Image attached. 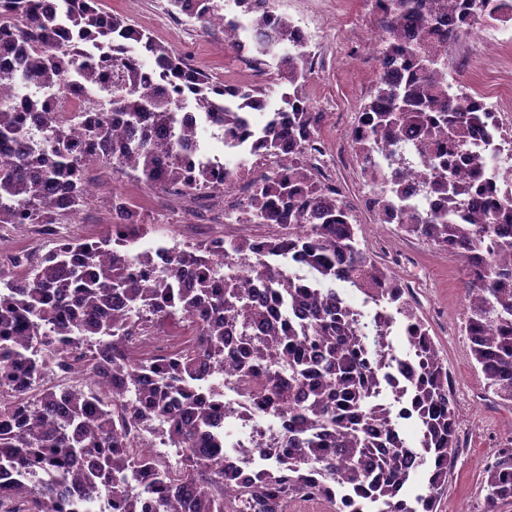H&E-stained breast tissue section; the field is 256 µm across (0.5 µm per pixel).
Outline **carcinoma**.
I'll list each match as a JSON object with an SVG mask.
<instances>
[{
    "mask_svg": "<svg viewBox=\"0 0 512 512\" xmlns=\"http://www.w3.org/2000/svg\"><path fill=\"white\" fill-rule=\"evenodd\" d=\"M170 13L203 29L255 31L248 46L257 69L278 59L262 88L228 84L191 67L186 55L156 40L99 0H58L69 26L43 0H0V45L22 49V69L0 71V224H35L55 247L31 260L12 258L0 269V499L25 512H86L98 496L112 512H287L295 500L330 512H435L448 487L461 444L448 365L417 316L409 287L360 247L351 205L319 178L312 163L322 113L305 94L313 79L311 52L294 42L295 22L272 0H234L222 13L217 0H168ZM389 60L372 85L358 132L361 171L379 200L400 216L399 228L448 253L465 275L464 329L487 389L512 405V196L471 203L484 191L490 160L466 150V138L488 122L479 103L453 108L460 87L438 81L440 60L428 36L451 19L449 44L489 18L512 21V0H387L376 13ZM108 48L101 57L94 52ZM76 77L107 88L100 110L56 121L44 99L15 101L13 86L57 89ZM223 130L238 154L221 170L196 153L201 128L182 123L185 102ZM413 130L419 140L406 143ZM288 154L247 195L256 224L280 228L260 239L209 238L192 245H160L165 268L138 248L148 234L136 205L112 193V224L103 235L61 237L56 224L77 215L88 199L95 165L131 169L144 182L174 195L213 201L249 155ZM410 157L428 163L424 190L441 206L414 214L400 182ZM463 160L470 181L453 171ZM60 189L68 207L54 198ZM300 252L314 279L291 272ZM348 287L403 316L413 362L385 357L384 330L393 317L378 313L379 333L368 336L358 312L340 294ZM195 324L194 350L163 361L134 357L133 339L160 324ZM89 353L87 382L60 390L31 386L62 360L64 347ZM234 361L237 383L249 389L251 411L272 416L279 429L252 448L224 447L221 417L224 365ZM406 380L402 407L373 404L380 386ZM112 381V393L94 389ZM417 422L415 445L400 437L403 420ZM158 438L184 452L182 475L168 477L155 456L128 450V432ZM266 461L248 473L240 456ZM429 463L427 491L411 498L410 477ZM482 512L512 508V446L484 469Z\"/></svg>",
    "mask_w": 512,
    "mask_h": 512,
    "instance_id": "cac0c4a2",
    "label": "carcinoma"
}]
</instances>
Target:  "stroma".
I'll return each instance as SVG.
<instances>
[{
    "label": "stroma",
    "instance_id": "1",
    "mask_svg": "<svg viewBox=\"0 0 512 512\" xmlns=\"http://www.w3.org/2000/svg\"><path fill=\"white\" fill-rule=\"evenodd\" d=\"M331 0H273L278 13L305 22L314 38L311 42L316 75L306 87V95L316 111L324 115L323 126L336 137L343 136L342 112L350 104H363L368 99L378 69L376 58L355 61L353 68H341L336 60L339 42L337 29L346 25L350 38L365 41L375 31L376 18L366 0H346L344 15L330 7ZM112 12L127 16L133 24L150 31L158 40L189 57L197 68L209 71L223 81L262 82L264 74L256 72L245 58L228 49L222 28L201 30L199 23L188 18L171 17L167 0H103ZM483 52L487 79H494L498 57L483 33H471L456 44L448 55V76L456 81L472 78L465 68L467 57ZM98 186L75 223L84 225L87 235L103 234L112 223L111 191L120 188L139 207L143 223L149 224V236L169 243L204 240L223 234V220L206 224L189 215L187 209L169 210L168 196L139 181L132 171H98ZM360 242L382 234L395 251L411 254L412 267L399 270L403 282L412 277L426 280L427 288L412 289L418 315L448 364V381L454 393L458 412L468 422L473 436L462 444L456 466L448 479V489L441 496L436 512H481L486 491L484 467L498 448L512 441V406L498 402L488 392L485 380L470 354V341L462 330L465 312L463 271L448 256L425 241L402 236L396 225L379 230L367 217L355 215ZM52 241L41 235L36 225L8 224L0 229V256L31 249L40 253L50 250Z\"/></svg>",
    "mask_w": 512,
    "mask_h": 512
}]
</instances>
